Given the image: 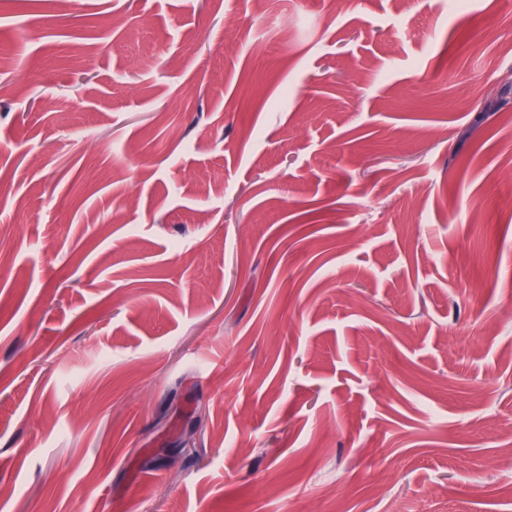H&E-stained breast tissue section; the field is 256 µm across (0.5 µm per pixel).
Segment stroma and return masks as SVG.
<instances>
[{
	"instance_id": "stroma-1",
	"label": "stroma",
	"mask_w": 512,
	"mask_h": 512,
	"mask_svg": "<svg viewBox=\"0 0 512 512\" xmlns=\"http://www.w3.org/2000/svg\"><path fill=\"white\" fill-rule=\"evenodd\" d=\"M508 81L512 0H0V512H512Z\"/></svg>"
}]
</instances>
